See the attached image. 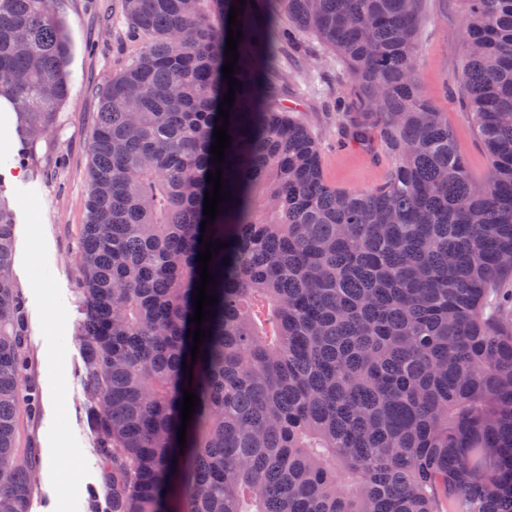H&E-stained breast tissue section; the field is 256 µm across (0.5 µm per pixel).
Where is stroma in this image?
<instances>
[{"label": "stroma", "mask_w": 512, "mask_h": 512, "mask_svg": "<svg viewBox=\"0 0 512 512\" xmlns=\"http://www.w3.org/2000/svg\"><path fill=\"white\" fill-rule=\"evenodd\" d=\"M58 10L70 39L71 95L53 133L23 152L15 114L0 112V153L25 155L24 164L0 168V196L14 217L10 277L25 305L24 380L39 398L37 413L19 417L17 446L35 449L38 457L28 512H108L112 492L84 396L87 369L79 328L85 306L77 257L98 89L142 42L119 23L120 0H61ZM464 18V0H423L416 37L419 82L435 108L447 113L456 147L480 182L490 173V161L460 92ZM279 61L288 74L281 103L317 139L326 180L348 191L379 184L387 158L338 144L334 98L352 87L347 67L311 32Z\"/></svg>", "instance_id": "stroma-1"}]
</instances>
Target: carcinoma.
Returning <instances> with one entry per match:
<instances>
[{"label":"carcinoma","mask_w":512,"mask_h":512,"mask_svg":"<svg viewBox=\"0 0 512 512\" xmlns=\"http://www.w3.org/2000/svg\"><path fill=\"white\" fill-rule=\"evenodd\" d=\"M58 3L0 0V110L33 145L70 97ZM465 3L481 183L419 87L422 0H121L148 41L99 89L78 254L112 512H512V319L496 298L512 275V0ZM233 5L232 196L203 229ZM281 15L348 67L341 136L379 138V185L328 184L317 141L278 108ZM201 236L229 247L212 253L190 379ZM13 251L0 200V512H27Z\"/></svg>","instance_id":"1"}]
</instances>
